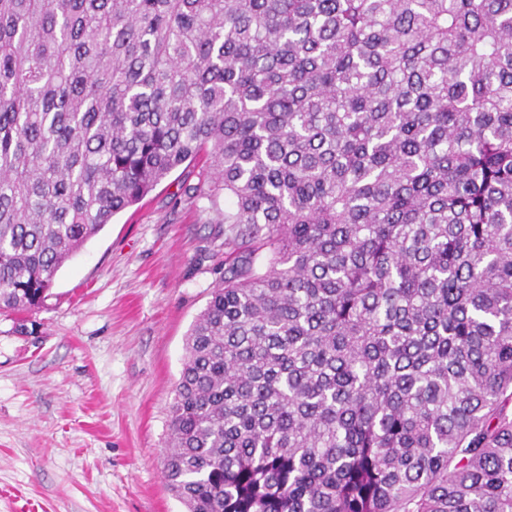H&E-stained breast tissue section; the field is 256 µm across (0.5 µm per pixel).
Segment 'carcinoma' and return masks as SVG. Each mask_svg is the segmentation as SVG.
Here are the masks:
<instances>
[{"instance_id": "cac0c4a2", "label": "carcinoma", "mask_w": 512, "mask_h": 512, "mask_svg": "<svg viewBox=\"0 0 512 512\" xmlns=\"http://www.w3.org/2000/svg\"><path fill=\"white\" fill-rule=\"evenodd\" d=\"M200 157L187 512H512V0H0V311Z\"/></svg>"}]
</instances>
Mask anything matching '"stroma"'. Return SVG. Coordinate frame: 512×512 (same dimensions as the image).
<instances>
[{"instance_id": "1", "label": "stroma", "mask_w": 512, "mask_h": 512, "mask_svg": "<svg viewBox=\"0 0 512 512\" xmlns=\"http://www.w3.org/2000/svg\"><path fill=\"white\" fill-rule=\"evenodd\" d=\"M182 165L117 214L30 314L0 313V512H185L164 450L185 340L224 272V227Z\"/></svg>"}]
</instances>
